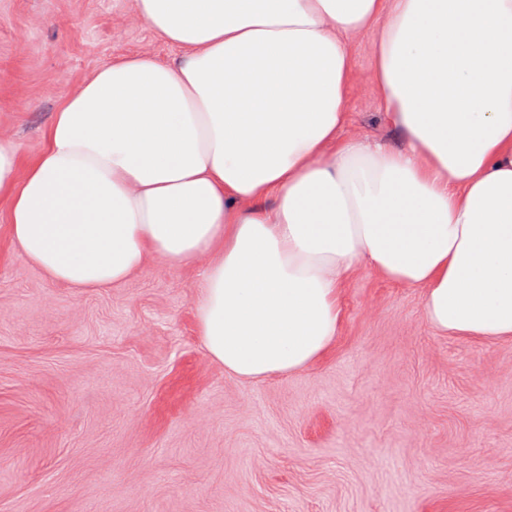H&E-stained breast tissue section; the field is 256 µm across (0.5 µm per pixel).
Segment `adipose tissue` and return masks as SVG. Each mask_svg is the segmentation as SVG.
I'll return each instance as SVG.
<instances>
[{
    "mask_svg": "<svg viewBox=\"0 0 512 512\" xmlns=\"http://www.w3.org/2000/svg\"><path fill=\"white\" fill-rule=\"evenodd\" d=\"M134 3L181 57L100 68L29 161L0 136L30 264L95 289L203 262L198 333L244 382L324 357L360 268L421 289L440 335L512 339V0ZM358 82L389 141L339 139Z\"/></svg>",
    "mask_w": 512,
    "mask_h": 512,
    "instance_id": "obj_1",
    "label": "adipose tissue"
}]
</instances>
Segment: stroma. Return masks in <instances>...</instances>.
<instances>
[{"mask_svg":"<svg viewBox=\"0 0 512 512\" xmlns=\"http://www.w3.org/2000/svg\"><path fill=\"white\" fill-rule=\"evenodd\" d=\"M180 50L133 0H0V134L36 155L112 59ZM343 136L386 135L354 88ZM200 264L54 283L0 224V512H512V340L436 335L362 270L332 350L242 382L207 356Z\"/></svg>","mask_w":512,"mask_h":512,"instance_id":"obj_1","label":"stroma"}]
</instances>
